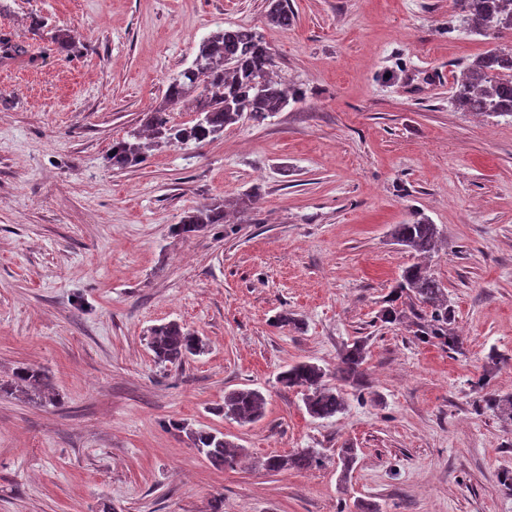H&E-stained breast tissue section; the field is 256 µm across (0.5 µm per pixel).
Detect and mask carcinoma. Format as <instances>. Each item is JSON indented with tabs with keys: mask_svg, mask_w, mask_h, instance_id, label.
Returning a JSON list of instances; mask_svg holds the SVG:
<instances>
[{
	"mask_svg": "<svg viewBox=\"0 0 512 512\" xmlns=\"http://www.w3.org/2000/svg\"><path fill=\"white\" fill-rule=\"evenodd\" d=\"M268 22L281 29L293 25L286 0H268ZM459 27L478 35L488 31L512 33V0H454ZM28 54L20 41L0 38V55L23 58ZM305 99V91L296 84L275 79L270 46L255 31L238 27L219 31L204 39L191 65L169 79L163 102L144 114L143 124L112 142L109 160L112 167L128 169L140 165L146 151L163 144L189 145L213 141L224 128L242 119L263 120L283 111L290 103ZM192 101L197 118L191 125L170 122L168 112ZM453 104L459 112L484 116L512 117V46L491 48L474 58L457 81ZM228 213L220 205H205L184 217L176 231L196 233L209 224H225ZM392 238L402 249L417 256L435 250L441 240L440 229L426 218L413 215L394 226ZM416 317L415 335L427 344L457 352L462 340L454 329L455 309L448 287L430 269L420 263L406 266L378 312L383 323L401 321L406 310ZM150 348L157 362L180 365L205 351V343L195 332L177 322L151 328ZM366 353L356 341L341 354L336 380L350 382L362 375ZM17 382L37 390L50 386L40 369L25 367L15 373ZM285 388L302 394L307 413L316 419H329L344 409L340 389L327 383L320 366L299 362L278 375ZM265 400L254 389H234L224 393V405L216 412L240 423H252L263 416ZM479 412H492L512 419V395L487 393L476 401ZM192 445L216 468H232L238 463L240 446L226 439L223 432H189ZM324 457L314 448H303L288 455H269L254 466L268 472L320 467Z\"/></svg>",
	"mask_w": 512,
	"mask_h": 512,
	"instance_id": "carcinoma-1",
	"label": "carcinoma"
}]
</instances>
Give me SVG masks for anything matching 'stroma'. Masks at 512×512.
I'll return each mask as SVG.
<instances>
[{
  "instance_id": "obj_1",
  "label": "stroma",
  "mask_w": 512,
  "mask_h": 512,
  "mask_svg": "<svg viewBox=\"0 0 512 512\" xmlns=\"http://www.w3.org/2000/svg\"><path fill=\"white\" fill-rule=\"evenodd\" d=\"M287 2L283 30L267 0H0V34L29 53L0 57V512H512V422L474 410L479 378L512 394V118L452 105L467 65L512 36L467 33L453 0ZM238 26L305 100L112 169L113 141L202 39ZM214 202L232 223L176 232ZM415 212L443 234L427 265L458 353L377 318L415 261L391 238ZM282 312L299 327L273 326ZM172 320L205 342L179 366L149 347ZM360 340L335 417L278 383L303 361L334 374ZM25 366L49 400L9 389ZM238 388L263 395L260 420L217 413ZM173 420L224 432L242 463L214 468ZM304 448L324 466H253ZM366 353L359 341L348 346L341 354L339 366L336 368V380L339 382L358 381L362 375V365Z\"/></svg>"
}]
</instances>
